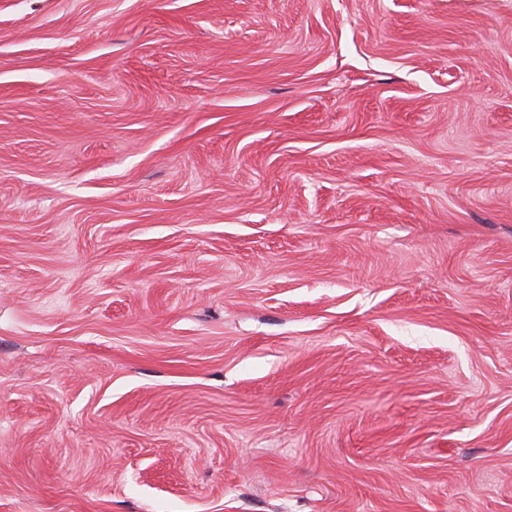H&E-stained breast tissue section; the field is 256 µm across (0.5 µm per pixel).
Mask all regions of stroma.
Listing matches in <instances>:
<instances>
[{"label":"stroma","mask_w":512,"mask_h":512,"mask_svg":"<svg viewBox=\"0 0 512 512\" xmlns=\"http://www.w3.org/2000/svg\"><path fill=\"white\" fill-rule=\"evenodd\" d=\"M0 512H512V0H0Z\"/></svg>","instance_id":"stroma-1"}]
</instances>
